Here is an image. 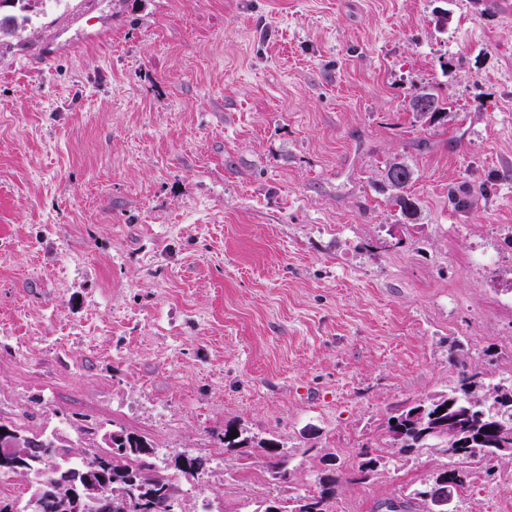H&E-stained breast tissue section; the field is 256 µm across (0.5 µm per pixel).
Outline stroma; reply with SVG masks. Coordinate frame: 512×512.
Segmentation results:
<instances>
[{"mask_svg":"<svg viewBox=\"0 0 512 512\" xmlns=\"http://www.w3.org/2000/svg\"><path fill=\"white\" fill-rule=\"evenodd\" d=\"M94 2L0 10V420L204 458L184 512L292 502L330 459L334 512L405 497L439 460L388 417L465 365L512 376V11ZM397 158L413 224L375 189ZM366 451L389 463L359 482ZM467 471L457 512H512V461ZM448 102L435 88H422L414 92L408 101V107L420 118H429L430 122H438L448 115Z\"/></svg>","mask_w":512,"mask_h":512,"instance_id":"35a3bbf8","label":"stroma"}]
</instances>
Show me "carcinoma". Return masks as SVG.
<instances>
[{"label": "carcinoma", "instance_id": "carcinoma-1", "mask_svg": "<svg viewBox=\"0 0 512 512\" xmlns=\"http://www.w3.org/2000/svg\"><path fill=\"white\" fill-rule=\"evenodd\" d=\"M408 107L421 118L438 122L447 116L448 103L435 88L414 92ZM414 170L406 161H394L386 169L376 190L387 195L389 205L408 223L415 220L418 204L407 188ZM387 424L393 447L401 454L425 451L432 456L455 457L459 464L484 460L482 452L498 448L512 449V380H495L476 369L465 372L456 386L447 392L415 402L393 415ZM112 444L75 450L54 433L44 434V442L29 448H16L11 458L0 457V473L35 479V490L18 508L19 498L0 495V512H72L63 491L86 492L84 512H96L90 482L106 484L112 497L141 501L144 512H166L164 505L180 488L163 471L174 469L195 476L191 465L203 468V460L186 452L168 455L164 464L154 446L143 437L124 430L110 433ZM268 456L267 470L272 478L284 472L285 461L274 439L260 442ZM386 468L385 457L376 455L360 462L357 477L366 480ZM465 487L466 476L443 463L432 477L414 487L399 504L409 508L416 493L435 480ZM316 490L298 495L311 501L313 512H332L339 484L336 470L325 469L315 477Z\"/></svg>", "mask_w": 512, "mask_h": 512}]
</instances>
